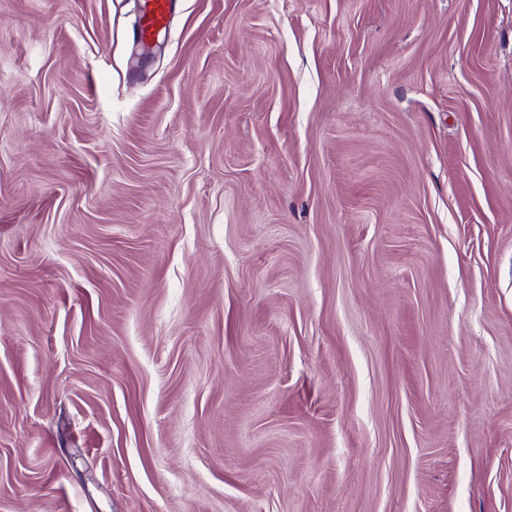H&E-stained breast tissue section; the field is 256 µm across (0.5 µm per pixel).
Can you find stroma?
<instances>
[{
	"label": "stroma",
	"instance_id": "1",
	"mask_svg": "<svg viewBox=\"0 0 512 512\" xmlns=\"http://www.w3.org/2000/svg\"><path fill=\"white\" fill-rule=\"evenodd\" d=\"M0 0V512H512V0ZM173 9L174 0H142L138 28L140 41H152L156 33L167 26Z\"/></svg>",
	"mask_w": 512,
	"mask_h": 512
}]
</instances>
